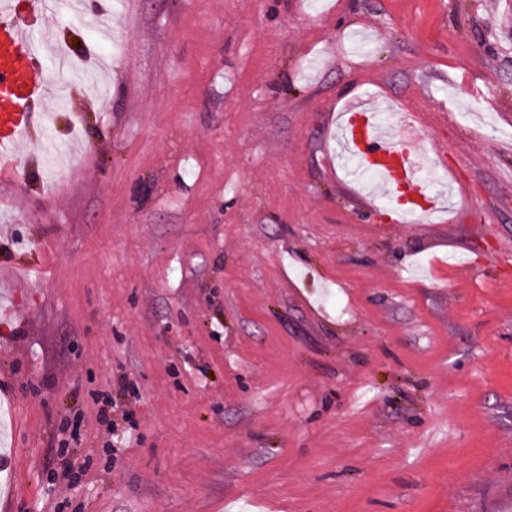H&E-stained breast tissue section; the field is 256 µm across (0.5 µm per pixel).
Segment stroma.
<instances>
[{"instance_id":"1","label":"stroma","mask_w":512,"mask_h":512,"mask_svg":"<svg viewBox=\"0 0 512 512\" xmlns=\"http://www.w3.org/2000/svg\"><path fill=\"white\" fill-rule=\"evenodd\" d=\"M42 26L81 93L0 179V512H512V0ZM359 95L452 210L367 212L334 137Z\"/></svg>"}]
</instances>
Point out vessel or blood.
I'll return each instance as SVG.
<instances>
[{"instance_id": "b4317fda", "label": "vessel or blood", "mask_w": 512, "mask_h": 512, "mask_svg": "<svg viewBox=\"0 0 512 512\" xmlns=\"http://www.w3.org/2000/svg\"><path fill=\"white\" fill-rule=\"evenodd\" d=\"M47 0H0V167L18 166L19 145L27 139L35 118L32 101L46 98L56 84L45 73L44 49L35 40V21L44 14ZM364 136H357L349 113H342L339 138L358 169H377L386 189L397 183L416 184L421 164L409 144L417 136L413 124L390 132L380 110L365 107Z\"/></svg>"}]
</instances>
